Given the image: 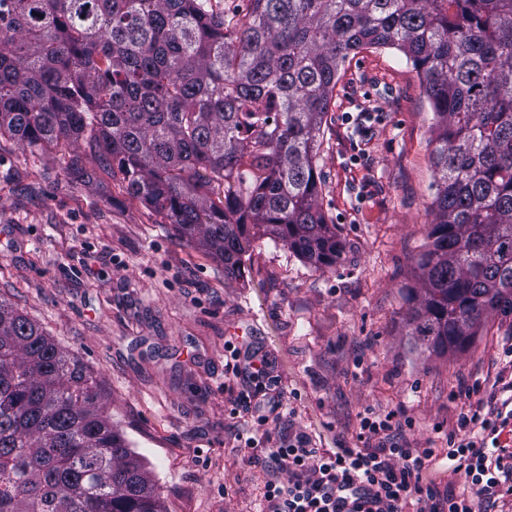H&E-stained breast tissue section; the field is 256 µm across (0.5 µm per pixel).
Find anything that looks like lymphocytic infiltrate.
Segmentation results:
<instances>
[{"label":"lymphocytic infiltrate","instance_id":"obj_1","mask_svg":"<svg viewBox=\"0 0 512 512\" xmlns=\"http://www.w3.org/2000/svg\"><path fill=\"white\" fill-rule=\"evenodd\" d=\"M225 370L246 375L262 392L256 401L247 394L238 399L239 406L254 409L259 424L282 414L283 394L265 393L270 374L265 359L236 352ZM507 423L490 397L460 412L457 429L448 436V460L468 483L458 492L439 490L428 479L435 449L403 441L394 413L364 412L360 447L332 455L311 447L304 433H294L256 457L269 473L262 512H475L480 501L512 497V464L505 463L500 446L487 443Z\"/></svg>","mask_w":512,"mask_h":512}]
</instances>
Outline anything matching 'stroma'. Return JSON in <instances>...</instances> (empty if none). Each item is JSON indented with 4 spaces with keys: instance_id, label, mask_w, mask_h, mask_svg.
<instances>
[{
    "instance_id": "35a3bbf8",
    "label": "stroma",
    "mask_w": 512,
    "mask_h": 512,
    "mask_svg": "<svg viewBox=\"0 0 512 512\" xmlns=\"http://www.w3.org/2000/svg\"><path fill=\"white\" fill-rule=\"evenodd\" d=\"M374 115L360 133L354 113ZM433 112L418 71L394 48H363L340 71L324 125L322 205L346 243L330 269L255 242L243 279L176 236L121 182H69L60 151L0 138V299L77 356L146 461L163 512H258L268 474L245 441L262 430L231 398L233 350L265 356L288 398L273 438L305 433L333 454L359 447L364 410L396 413L432 448L430 480L463 489L446 457L468 392L512 382L489 317L463 352L413 348L407 318L433 216Z\"/></svg>"
}]
</instances>
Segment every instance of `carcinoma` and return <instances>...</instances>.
Here are the masks:
<instances>
[{
    "label": "carcinoma",
    "mask_w": 512,
    "mask_h": 512,
    "mask_svg": "<svg viewBox=\"0 0 512 512\" xmlns=\"http://www.w3.org/2000/svg\"><path fill=\"white\" fill-rule=\"evenodd\" d=\"M399 50L430 101L433 221L407 335L461 351L512 317V0H0V136L103 159L240 280L254 242L317 268L323 125L351 52ZM0 512H162L67 349L0 300Z\"/></svg>",
    "instance_id": "carcinoma-1"
}]
</instances>
